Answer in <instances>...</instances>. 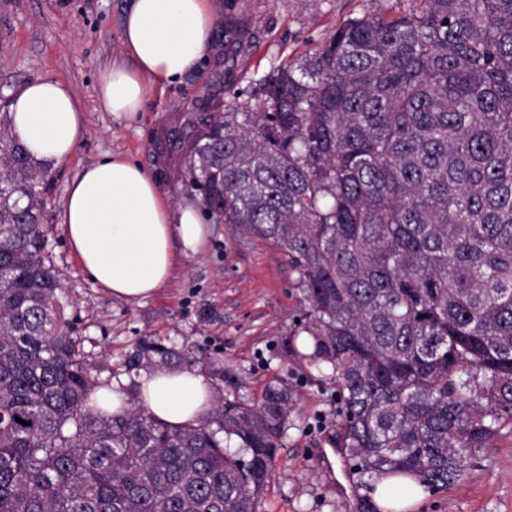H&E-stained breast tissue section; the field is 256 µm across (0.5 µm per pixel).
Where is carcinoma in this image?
I'll return each mask as SVG.
<instances>
[{"label":"carcinoma","instance_id":"1","mask_svg":"<svg viewBox=\"0 0 512 512\" xmlns=\"http://www.w3.org/2000/svg\"><path fill=\"white\" fill-rule=\"evenodd\" d=\"M353 18L186 116L171 169L206 216L281 247L371 481L438 489L512 424V0ZM0 114V512H256L288 390L173 427L94 396L41 222L49 167ZM155 339L125 371L192 365ZM235 393L223 396V389ZM26 424L16 422V419ZM237 447H230L231 440Z\"/></svg>","mask_w":512,"mask_h":512}]
</instances>
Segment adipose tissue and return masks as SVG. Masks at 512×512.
I'll use <instances>...</instances> for the list:
<instances>
[{
	"instance_id": "1",
	"label": "adipose tissue",
	"mask_w": 512,
	"mask_h": 512,
	"mask_svg": "<svg viewBox=\"0 0 512 512\" xmlns=\"http://www.w3.org/2000/svg\"><path fill=\"white\" fill-rule=\"evenodd\" d=\"M215 24L211 0H134L121 35L125 63L103 70L98 101L121 117L140 112L148 92L181 79L209 53ZM16 136L39 159L63 163L85 131L74 87L45 77L12 96ZM61 222L70 250L89 277L127 301L152 297L171 278L178 252L198 251L204 227L191 208L173 209L154 177L136 161L108 155L71 183ZM140 403L172 425L197 423L213 408L209 379L194 369L149 370Z\"/></svg>"
}]
</instances>
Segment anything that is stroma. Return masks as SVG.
<instances>
[{
  "mask_svg": "<svg viewBox=\"0 0 512 512\" xmlns=\"http://www.w3.org/2000/svg\"><path fill=\"white\" fill-rule=\"evenodd\" d=\"M131 4L0 0V94L52 77L74 85L84 109L85 136L70 160L52 167L43 210L47 258L60 274L83 359L94 370L116 369L151 337L221 360L253 400L271 384L287 387L292 406L257 512H379L343 449L336 374L310 358L313 339L298 326L306 312L302 294L280 247L206 222L203 246L178 256L167 285L128 302L88 278L59 215L82 169L112 154L148 170L174 206L189 205L161 144L195 104L223 92L226 69L234 70L237 90H247L283 60L314 53L347 20L406 13L416 0H215L212 37L223 40V55L209 54L179 82L150 89L135 118L118 119L99 108V73L123 56L122 23ZM413 512H512V430L469 453L462 477L425 491Z\"/></svg>",
  "mask_w": 512,
  "mask_h": 512,
  "instance_id": "obj_1",
  "label": "stroma"
}]
</instances>
